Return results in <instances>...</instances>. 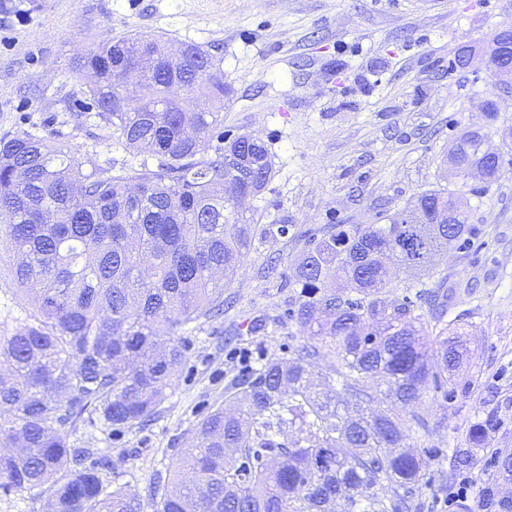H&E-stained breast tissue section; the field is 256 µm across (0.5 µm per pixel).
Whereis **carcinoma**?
I'll use <instances>...</instances> for the list:
<instances>
[{
	"mask_svg": "<svg viewBox=\"0 0 512 512\" xmlns=\"http://www.w3.org/2000/svg\"><path fill=\"white\" fill-rule=\"evenodd\" d=\"M76 70L91 75L96 115L118 143L157 164L115 172L54 137L0 138V223L28 305L0 336V489L41 490L45 512H142L135 493L104 483V462L84 465L69 432L84 416L111 434L158 412L185 360L179 332L231 307L224 279L252 245L255 214L228 168L251 173L256 197L274 167L265 142L224 129L230 88L209 49L130 34L100 41ZM486 137L465 130L448 144V180L468 178ZM458 202L427 190L379 224H329L305 239L284 318L307 342L234 379L153 512H333L338 501L345 512H420L430 477L410 441L429 422L416 408L429 391L454 396L468 331L443 320V296L421 279L387 300L381 258L434 275L448 246L471 244ZM321 357L332 358L327 374L314 371ZM452 457L458 470L475 464L468 448ZM483 507L512 512V495L488 488Z\"/></svg>",
	"mask_w": 512,
	"mask_h": 512,
	"instance_id": "carcinoma-1",
	"label": "carcinoma"
}]
</instances>
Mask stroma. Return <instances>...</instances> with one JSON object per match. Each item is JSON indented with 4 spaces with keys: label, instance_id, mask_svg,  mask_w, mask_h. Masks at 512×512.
Wrapping results in <instances>:
<instances>
[{
    "label": "stroma",
    "instance_id": "stroma-1",
    "mask_svg": "<svg viewBox=\"0 0 512 512\" xmlns=\"http://www.w3.org/2000/svg\"><path fill=\"white\" fill-rule=\"evenodd\" d=\"M510 24L512 0H0V136L57 131L76 157L91 153L116 169L137 164L140 155L119 145L91 109L77 59L129 33L219 46L231 87L224 127L265 141L274 157L273 181L251 202L255 222L285 218L294 226L288 237L256 234L224 285L233 308L186 330L187 359L154 420L113 436L86 421L71 433L92 459H112L106 483L125 486L152 512L156 486L198 420L223 403L232 377L269 350L287 355L302 344L283 317L297 294L285 276L302 234L331 220L371 224L419 192L446 187L477 236L470 247L449 248L428 283L448 295L445 320L469 324L470 352L454 397L429 393L418 406L430 424L423 445L433 477L418 499L422 512H455L463 485L472 512H482V488L496 476L491 451L512 448V155L489 186L450 184L442 171L449 141L465 129L483 128L496 147L499 130L512 128V95L479 65L455 64L460 49L481 54ZM489 101L497 104L492 121ZM271 257L279 272L268 276L262 267ZM12 262L0 231V322L11 324L27 308ZM254 319L265 322L256 335L247 330ZM488 418L496 425L474 448V467L452 473L450 449Z\"/></svg>",
    "mask_w": 512,
    "mask_h": 512
}]
</instances>
